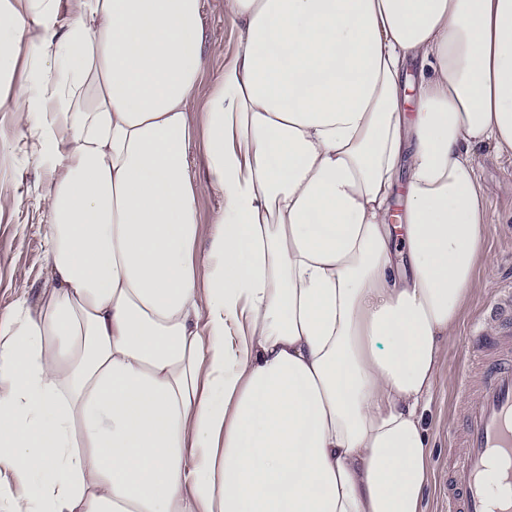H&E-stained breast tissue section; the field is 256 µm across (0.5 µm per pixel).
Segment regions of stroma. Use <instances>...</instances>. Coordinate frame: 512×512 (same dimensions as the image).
Returning <instances> with one entry per match:
<instances>
[{"label":"stroma","instance_id":"obj_1","mask_svg":"<svg viewBox=\"0 0 512 512\" xmlns=\"http://www.w3.org/2000/svg\"><path fill=\"white\" fill-rule=\"evenodd\" d=\"M205 29V70L194 101L202 110L211 82L226 57L238 44V29L224 14L222 0H202ZM12 59L9 70L0 73V317L20 300L35 303L47 281V258L42 210L39 200L48 179V169L34 147V139L21 118L11 110L15 89L32 85L39 74L27 39L5 42ZM477 186L486 200L482 257L475 284L454 331L445 343L422 423L430 444L429 480L422 493V512H441L442 486L448 473L449 450L457 436L459 398L454 380L468 358L470 324L494 295L495 289L512 282V192L503 190L512 177V161L493 147L477 148Z\"/></svg>","mask_w":512,"mask_h":512}]
</instances>
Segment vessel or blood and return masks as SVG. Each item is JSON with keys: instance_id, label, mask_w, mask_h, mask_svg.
Listing matches in <instances>:
<instances>
[{"instance_id": "1", "label": "vessel or blood", "mask_w": 512, "mask_h": 512, "mask_svg": "<svg viewBox=\"0 0 512 512\" xmlns=\"http://www.w3.org/2000/svg\"><path fill=\"white\" fill-rule=\"evenodd\" d=\"M458 377L462 433L448 471V512H512V289L473 325Z\"/></svg>"}]
</instances>
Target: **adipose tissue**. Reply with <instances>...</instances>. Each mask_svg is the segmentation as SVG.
<instances>
[{"label": "adipose tissue", "instance_id": "ef3b65f1", "mask_svg": "<svg viewBox=\"0 0 512 512\" xmlns=\"http://www.w3.org/2000/svg\"><path fill=\"white\" fill-rule=\"evenodd\" d=\"M72 2L61 32L0 9L1 37L63 46L12 98L49 279L0 317V512H422L474 151L512 153V0H224L198 125L200 0ZM202 15L205 29V70L194 101L193 112L197 124L201 121V110L211 88V82L223 63L235 52L238 44V29L232 19L224 15L221 0H202ZM224 47V57L212 52V47Z\"/></svg>", "mask_w": 512, "mask_h": 512}]
</instances>
